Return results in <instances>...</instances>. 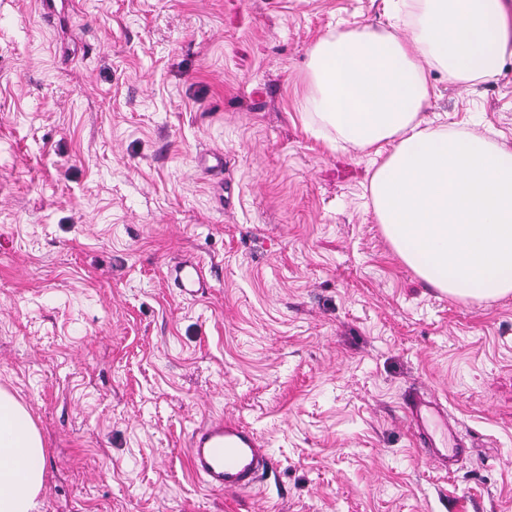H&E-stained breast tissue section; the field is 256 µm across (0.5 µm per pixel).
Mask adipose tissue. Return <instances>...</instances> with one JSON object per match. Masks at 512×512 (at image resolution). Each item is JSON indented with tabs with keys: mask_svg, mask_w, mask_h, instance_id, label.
<instances>
[{
	"mask_svg": "<svg viewBox=\"0 0 512 512\" xmlns=\"http://www.w3.org/2000/svg\"><path fill=\"white\" fill-rule=\"evenodd\" d=\"M409 38L329 32L310 51L305 125L372 155L376 221L400 260L462 301L512 295V145L431 127L429 69L469 86L512 58V0H395ZM42 437L0 388V512H33L44 486Z\"/></svg>",
	"mask_w": 512,
	"mask_h": 512,
	"instance_id": "ef3b65f1",
	"label": "adipose tissue"
}]
</instances>
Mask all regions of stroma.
<instances>
[{"mask_svg":"<svg viewBox=\"0 0 512 512\" xmlns=\"http://www.w3.org/2000/svg\"><path fill=\"white\" fill-rule=\"evenodd\" d=\"M51 2L0 0V387L43 438L37 512H512V296L427 286L370 158L298 110L318 36L409 37L387 0ZM429 78L438 124L512 143V59ZM423 392L471 441L454 468L415 446ZM216 418L273 461L249 492L190 472ZM171 277L183 298H195L206 288L202 268L195 262L185 261L176 264L171 270Z\"/></svg>","mask_w":512,"mask_h":512,"instance_id":"1","label":"stroma"}]
</instances>
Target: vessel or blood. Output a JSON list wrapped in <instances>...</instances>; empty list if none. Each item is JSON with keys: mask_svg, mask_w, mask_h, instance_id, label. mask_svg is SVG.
Listing matches in <instances>:
<instances>
[{"mask_svg": "<svg viewBox=\"0 0 512 512\" xmlns=\"http://www.w3.org/2000/svg\"><path fill=\"white\" fill-rule=\"evenodd\" d=\"M171 277L185 298L197 297L206 286L201 267L191 261L176 264ZM407 413L417 429L420 446H435L440 436L452 440V448L447 449L441 459L447 465H455L464 454L466 443L449 425L437 400L424 396L414 398L407 405ZM188 461L191 472L207 487L231 493L252 489L261 472L271 464L260 439L251 429L241 422L221 419L204 423L194 433Z\"/></svg>", "mask_w": 512, "mask_h": 512, "instance_id": "b4317fda", "label": "vessel or blood"}]
</instances>
